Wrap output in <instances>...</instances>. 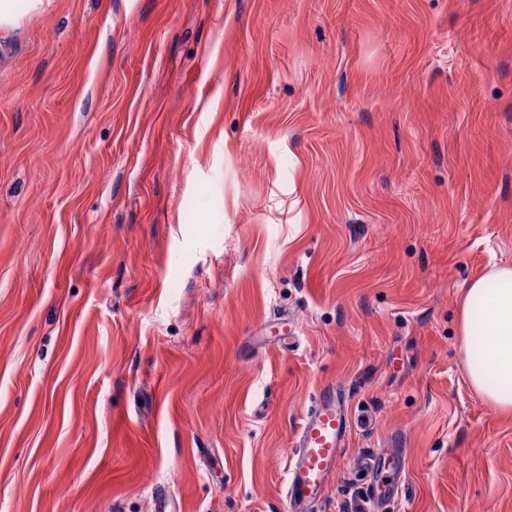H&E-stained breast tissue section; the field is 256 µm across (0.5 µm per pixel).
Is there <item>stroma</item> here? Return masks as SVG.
<instances>
[{"label":"stroma","instance_id":"stroma-1","mask_svg":"<svg viewBox=\"0 0 512 512\" xmlns=\"http://www.w3.org/2000/svg\"><path fill=\"white\" fill-rule=\"evenodd\" d=\"M0 30V512H512L465 284L512 264V0H15ZM350 432L347 400L335 384L320 388L296 430L285 482L287 512H310L336 477Z\"/></svg>","mask_w":512,"mask_h":512}]
</instances>
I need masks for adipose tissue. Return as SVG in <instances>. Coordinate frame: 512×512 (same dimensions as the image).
I'll list each match as a JSON object with an SVG mask.
<instances>
[{"label": "adipose tissue", "instance_id": "1", "mask_svg": "<svg viewBox=\"0 0 512 512\" xmlns=\"http://www.w3.org/2000/svg\"><path fill=\"white\" fill-rule=\"evenodd\" d=\"M471 387L512 414V266H495L469 281L458 315Z\"/></svg>", "mask_w": 512, "mask_h": 512}]
</instances>
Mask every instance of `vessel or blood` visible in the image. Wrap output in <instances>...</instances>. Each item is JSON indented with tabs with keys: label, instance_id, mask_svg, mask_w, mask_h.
Wrapping results in <instances>:
<instances>
[{
	"label": "vessel or blood",
	"instance_id": "1",
	"mask_svg": "<svg viewBox=\"0 0 512 512\" xmlns=\"http://www.w3.org/2000/svg\"><path fill=\"white\" fill-rule=\"evenodd\" d=\"M350 432L345 393L320 388L294 437L285 482L287 512H310L335 478Z\"/></svg>",
	"mask_w": 512,
	"mask_h": 512
}]
</instances>
